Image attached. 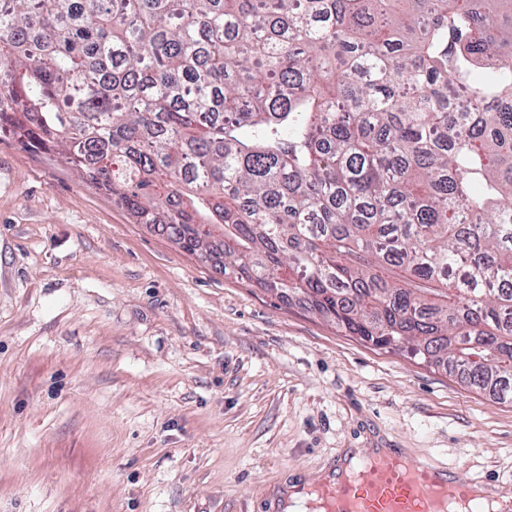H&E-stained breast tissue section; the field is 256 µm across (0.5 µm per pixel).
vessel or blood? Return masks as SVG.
<instances>
[{"label":"vessel or blood","instance_id":"1","mask_svg":"<svg viewBox=\"0 0 512 512\" xmlns=\"http://www.w3.org/2000/svg\"><path fill=\"white\" fill-rule=\"evenodd\" d=\"M315 493L322 512H448L453 502L482 512L485 498L480 483L391 449L356 462L347 475L317 486Z\"/></svg>","mask_w":512,"mask_h":512}]
</instances>
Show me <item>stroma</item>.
<instances>
[{
    "label": "stroma",
    "instance_id": "stroma-1",
    "mask_svg": "<svg viewBox=\"0 0 512 512\" xmlns=\"http://www.w3.org/2000/svg\"><path fill=\"white\" fill-rule=\"evenodd\" d=\"M349 448L512 484V403L224 273L0 134V512H285Z\"/></svg>",
    "mask_w": 512,
    "mask_h": 512
}]
</instances>
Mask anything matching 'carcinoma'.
I'll return each instance as SVG.
<instances>
[{
  "label": "carcinoma",
  "mask_w": 512,
  "mask_h": 512,
  "mask_svg": "<svg viewBox=\"0 0 512 512\" xmlns=\"http://www.w3.org/2000/svg\"><path fill=\"white\" fill-rule=\"evenodd\" d=\"M0 132L512 401V0H0Z\"/></svg>",
  "instance_id": "obj_1"
}]
</instances>
